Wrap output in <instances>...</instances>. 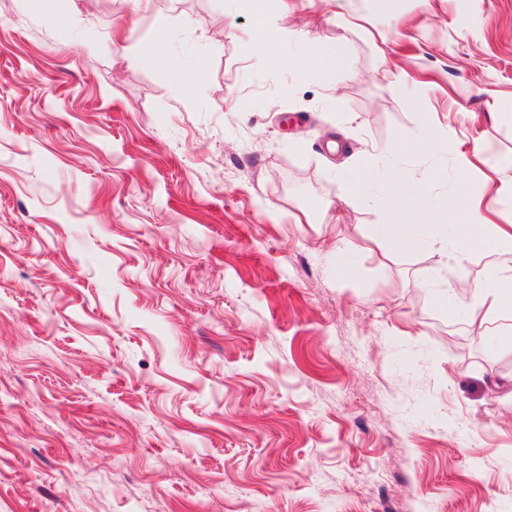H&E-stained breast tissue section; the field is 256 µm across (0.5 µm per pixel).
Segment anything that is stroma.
<instances>
[{
    "label": "stroma",
    "mask_w": 512,
    "mask_h": 512,
    "mask_svg": "<svg viewBox=\"0 0 512 512\" xmlns=\"http://www.w3.org/2000/svg\"><path fill=\"white\" fill-rule=\"evenodd\" d=\"M292 5L354 76L235 0H0V512H512V345L435 300L496 256L319 221L429 113L512 160V0H349L381 49ZM243 10L252 18L257 36L262 42L266 54L273 55L279 52L280 39L269 24L270 16L267 12V0H241ZM298 72L318 78H329L336 74H355V62L346 46L308 41L305 50L297 61Z\"/></svg>",
    "instance_id": "35a3bbf8"
}]
</instances>
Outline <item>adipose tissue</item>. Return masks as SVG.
<instances>
[{
    "label": "adipose tissue",
    "instance_id": "ef3b65f1",
    "mask_svg": "<svg viewBox=\"0 0 512 512\" xmlns=\"http://www.w3.org/2000/svg\"><path fill=\"white\" fill-rule=\"evenodd\" d=\"M297 69L303 75L327 78L354 74L355 62L344 44L310 41ZM486 151L480 140L465 149L452 131L427 124L419 137L372 148L360 162L338 170L343 192L337 206L343 209L363 202L377 184L387 204L384 228L393 250L423 244L439 259L451 256L461 263L468 258L463 242L477 236L486 251L503 258L512 253V224L490 222L482 198L473 195L467 183L469 173L484 162ZM416 154L430 157L431 163L417 193L410 195L404 192L402 175L390 161ZM452 170L457 173L453 180L448 177ZM467 296L464 312L470 323H494L500 335H512V264L503 260L491 277L473 282Z\"/></svg>",
    "mask_w": 512,
    "mask_h": 512
}]
</instances>
